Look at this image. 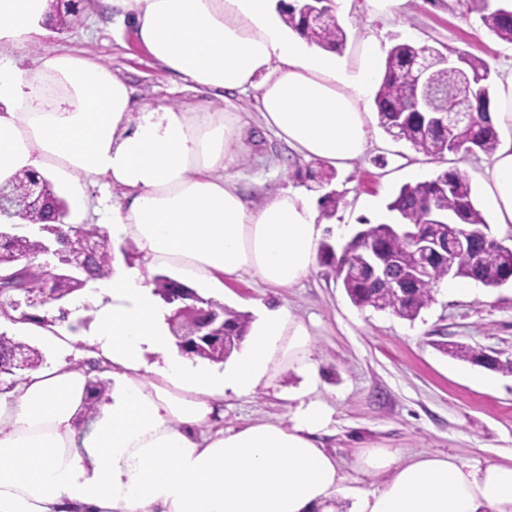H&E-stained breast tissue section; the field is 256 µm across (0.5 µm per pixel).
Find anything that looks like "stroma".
Listing matches in <instances>:
<instances>
[{
    "label": "stroma",
    "instance_id": "stroma-1",
    "mask_svg": "<svg viewBox=\"0 0 512 512\" xmlns=\"http://www.w3.org/2000/svg\"><path fill=\"white\" fill-rule=\"evenodd\" d=\"M339 21L347 31L343 53L348 57L371 37L385 52L396 42L408 41L446 55L468 52L486 61L495 79L501 64L512 58V44L492 36L478 14L466 12L455 0H406L391 17L370 0H349ZM48 52L78 54L109 65L145 103L240 113L249 153L233 173L245 200L257 205L269 193L288 188L317 198L336 194L337 209L321 216L322 239L334 249H342L361 229L364 198L386 204L402 185L452 169L468 177L487 235L512 246V225L496 224L483 199L482 173L488 161L483 153L430 158L376 125L365 157L321 185L307 176L311 163L293 155L261 126L254 95L222 101L185 90L139 43L134 27L115 14L99 7L81 12L69 30L37 43L29 55ZM217 300L253 317L258 303L275 302L310 326L318 394L333 410L330 432L321 441L339 461L347 487L377 490L386 481L385 476L356 469V456L367 445L404 455L442 452L467 462L512 460V375L454 359L439 348L443 342L462 343L512 359L511 285L488 288L478 283L468 295L455 296L438 284L431 305L410 322L355 306L332 269L320 262L296 287L269 288L246 274L225 281ZM299 383V376L289 371L272 387L228 396L225 427L263 417L287 419L284 395Z\"/></svg>",
    "mask_w": 512,
    "mask_h": 512
}]
</instances>
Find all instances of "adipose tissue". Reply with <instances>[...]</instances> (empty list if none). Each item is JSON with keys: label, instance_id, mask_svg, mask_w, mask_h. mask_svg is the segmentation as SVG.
I'll return each instance as SVG.
<instances>
[{"label": "adipose tissue", "instance_id": "adipose-tissue-1", "mask_svg": "<svg viewBox=\"0 0 512 512\" xmlns=\"http://www.w3.org/2000/svg\"><path fill=\"white\" fill-rule=\"evenodd\" d=\"M153 58L191 89L253 93L266 129L305 160L351 167L368 148V102L379 52L358 59L311 51L277 13V0H106ZM47 0H0V182L22 170L59 174L74 214L87 189H120L101 220L133 241L150 265L193 288L223 291L248 273L291 288L314 271L323 224L317 200L288 191L250 206L231 171L244 154L234 112L139 103L110 66L66 53L24 66L51 36ZM498 147L482 178L496 223L512 224V66L491 103ZM170 308L126 256L90 281L75 332L55 322L25 331L59 353L0 391V512H512V463L452 455L402 457L371 447L357 458L378 490L343 488L319 440L333 422L319 397L311 333L288 309L262 307L239 352L208 365L181 352ZM96 373L74 367L75 351ZM287 421L228 428L224 399L271 387L287 370ZM112 382L89 424L79 417L88 381Z\"/></svg>", "mask_w": 512, "mask_h": 512}]
</instances>
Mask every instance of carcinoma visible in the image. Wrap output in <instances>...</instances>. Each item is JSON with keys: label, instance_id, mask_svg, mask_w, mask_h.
Masks as SVG:
<instances>
[{"label": "carcinoma", "instance_id": "cac0c4a2", "mask_svg": "<svg viewBox=\"0 0 512 512\" xmlns=\"http://www.w3.org/2000/svg\"><path fill=\"white\" fill-rule=\"evenodd\" d=\"M85 0H77L70 9L61 12L57 5L50 4L49 16L55 19L54 26L58 30L69 29L81 9ZM458 4L466 7L469 12L480 14L482 24L498 39L512 44V11L504 7H490L489 0H458ZM302 5L294 2L288 4L282 13V20L286 26L294 30L303 40L310 44L334 51L342 50L347 43L345 28L338 22L332 7H327L320 23L308 24L301 14ZM440 51L428 46L411 42L395 44L387 54L384 63L383 77L378 87L374 105L379 125L390 135L404 140L419 153L427 156H442L447 152L470 154L482 152L491 155L498 144L497 133L489 119L491 106V86L489 80V67L487 63L469 53H461V68L452 73H445L439 69L435 72L434 82L442 88L448 89V97L439 100L441 111L456 112L462 103L463 93L471 82H482L485 86L483 95L470 103L473 112V122L462 128L444 130L442 128L428 129L421 126L416 118L396 130H391V113L409 112L412 109L413 94L400 77L405 66L415 58L425 55L435 57ZM41 182L45 191L46 204L40 211L31 210L21 204L14 208L24 219L37 223H46L49 231L55 230L50 223L57 212L67 208L66 199L47 178L35 173L18 174L0 185L8 191H15L20 185L30 182ZM438 183L449 184L448 194L444 197V207L453 214L456 223L469 230L474 236V244L484 251V264L475 268L464 256L455 259L457 277L472 279L487 287H494L499 279L512 278V247L499 245L487 248L483 244L486 221L482 213L476 208L472 198V188L469 180L456 170L444 171L435 178L403 185L387 209L402 216L407 224H414L430 234H446L448 225L435 224L429 219L424 206L425 198ZM67 233L75 240L102 237L101 229L95 224H81L69 227ZM373 245L384 250L388 255L398 259L403 268L418 261V257L411 249L409 241L397 234L385 231L374 241ZM364 243L354 238L348 244L346 254L335 256L331 246L327 243L321 245L322 258L333 267L336 278L341 280L350 300L359 307L382 308L406 320H415L422 309L428 307L433 301L435 285L447 277L444 265H437L433 269L432 277L423 282L414 284L404 293H398L392 288L390 282L371 283L360 273V263ZM40 252V241L28 236L14 235L11 239L0 242V269L7 271L9 282L14 287L0 291V308L11 306L12 299L19 295L29 293L34 298L44 295V289L60 297L67 298L81 289L80 282L67 277L64 272L56 273L52 280L45 282L32 272L28 261L37 257ZM27 264L21 266V260ZM91 266L99 278L108 277L112 273V251L105 245L98 249L91 260ZM228 324L243 339L250 327V317L229 307L224 308ZM444 352L454 358L472 364H479L484 357L481 349L456 343L444 344ZM24 351L31 357L32 363L39 362L38 352L27 345L16 342L11 338L0 336V374L16 375V366L11 359V352ZM108 388V381L95 378L88 386L89 400L82 418L86 421L93 419L95 404Z\"/></svg>", "mask_w": 512, "mask_h": 512}]
</instances>
